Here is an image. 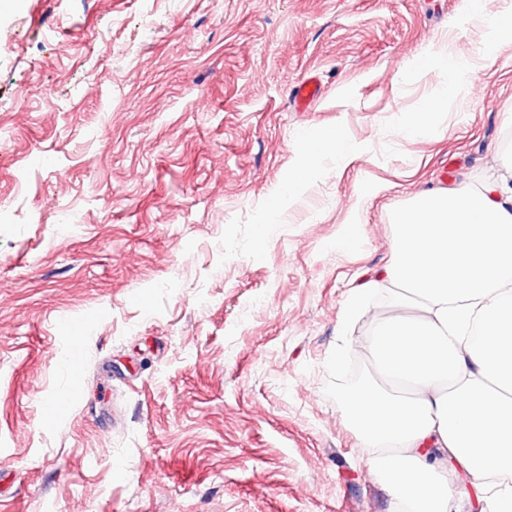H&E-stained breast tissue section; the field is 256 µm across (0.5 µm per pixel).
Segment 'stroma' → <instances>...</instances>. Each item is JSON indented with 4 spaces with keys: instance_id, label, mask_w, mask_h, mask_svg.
Masks as SVG:
<instances>
[{
    "instance_id": "1",
    "label": "stroma",
    "mask_w": 512,
    "mask_h": 512,
    "mask_svg": "<svg viewBox=\"0 0 512 512\" xmlns=\"http://www.w3.org/2000/svg\"><path fill=\"white\" fill-rule=\"evenodd\" d=\"M510 10L0 0V512H397L334 366L387 311L343 309L396 211L512 161ZM443 44L481 68L397 135ZM447 107V96L442 92L436 98L426 102L419 112L414 114L411 122L400 128L402 136H414L426 131L430 127V116L441 112Z\"/></svg>"
}]
</instances>
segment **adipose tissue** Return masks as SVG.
Listing matches in <instances>:
<instances>
[{
  "label": "adipose tissue",
  "mask_w": 512,
  "mask_h": 512,
  "mask_svg": "<svg viewBox=\"0 0 512 512\" xmlns=\"http://www.w3.org/2000/svg\"><path fill=\"white\" fill-rule=\"evenodd\" d=\"M393 223L394 255L345 307L357 319L383 291L393 307L346 418L407 512H512V173L422 193Z\"/></svg>",
  "instance_id": "adipose-tissue-1"
}]
</instances>
